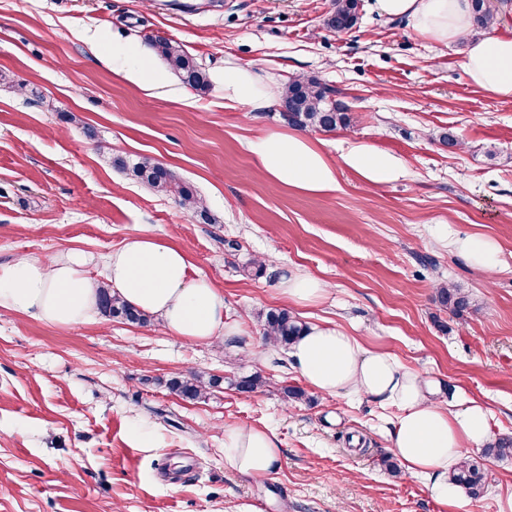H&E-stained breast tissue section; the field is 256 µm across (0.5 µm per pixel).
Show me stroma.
Returning <instances> with one entry per match:
<instances>
[{"label": "stroma", "instance_id": "obj_1", "mask_svg": "<svg viewBox=\"0 0 512 512\" xmlns=\"http://www.w3.org/2000/svg\"><path fill=\"white\" fill-rule=\"evenodd\" d=\"M0 0V263L79 249L99 256L147 232L181 248L191 276L224 295L223 340L188 343L161 322L57 326L0 308V512H444L421 479L390 473L397 407L308 392L289 350L266 342L264 314L341 327L439 385L453 404L484 401L493 437H512V101L472 85L464 43L442 44L361 0L357 25L325 26L331 0ZM161 33L206 67L183 84L159 59L153 83L112 67V43ZM260 65L277 84L333 86L351 124L315 132L338 163V191L271 188L246 148L286 130L278 105L229 107L225 66ZM78 121L66 123L65 113ZM452 132L451 149L440 136ZM353 143L402 158L386 185L340 166ZM149 156L192 184L216 218L190 217L107 159ZM482 234L494 273L449 239ZM262 271H254L256 262ZM300 273L326 283L314 305L282 290ZM453 284L470 309L435 300ZM220 377L200 400L170 379ZM258 373L255 393L237 381ZM266 428L279 469L254 479L224 460V429ZM486 489L463 512H499L512 457L484 456Z\"/></svg>", "mask_w": 512, "mask_h": 512}]
</instances>
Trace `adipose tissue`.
Masks as SVG:
<instances>
[{
    "instance_id": "adipose-tissue-1",
    "label": "adipose tissue",
    "mask_w": 512,
    "mask_h": 512,
    "mask_svg": "<svg viewBox=\"0 0 512 512\" xmlns=\"http://www.w3.org/2000/svg\"><path fill=\"white\" fill-rule=\"evenodd\" d=\"M384 14L406 19L441 43H466L461 67L488 95L512 99V34L474 35L471 0H376ZM225 102L255 109L277 97L276 84L253 68L228 66ZM259 169L274 183L313 194L338 189L337 167L345 165L365 181L384 185L407 174L403 160L363 144L330 161L321 141L295 132H269L247 143ZM100 264L99 277L88 268ZM107 285L122 301L160 319L175 335L209 343L224 334V296L207 280L189 275L185 253L152 234L129 236L102 259L77 249L45 260L21 257L0 263V308L51 325L90 322L98 314V287ZM298 375L314 391H354L399 407L393 446L408 473L425 477L430 496L447 512H461L462 490L450 482L467 449L491 437L490 411L480 401L450 407L420 374L402 369L386 352L362 346L334 327L309 326L290 347ZM224 459L239 473L268 477L280 465L273 433L259 428L224 430Z\"/></svg>"
}]
</instances>
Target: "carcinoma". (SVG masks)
Instances as JSON below:
<instances>
[{
  "label": "carcinoma",
  "instance_id": "1",
  "mask_svg": "<svg viewBox=\"0 0 512 512\" xmlns=\"http://www.w3.org/2000/svg\"><path fill=\"white\" fill-rule=\"evenodd\" d=\"M359 0H332L331 11L325 21L326 27L336 33L346 32L357 23ZM473 30L488 28L494 20V12L487 9L484 0H472ZM153 54L162 59L177 74L182 82L193 89L204 92L210 86L209 73L190 54L184 46L165 36H153L148 39ZM335 93L327 83L316 77H298L288 83L283 100L288 102L289 111L281 113L282 119L300 130H318L332 132L345 127L350 122L346 107L341 105L331 109L329 98ZM116 168L125 170L156 194L172 195L193 215L208 224L215 222L194 187L179 178L172 170L153 158L143 156L131 164L121 156L110 158ZM438 303L460 316L470 309L471 302L462 289L453 285L437 286ZM98 306L109 317L122 318L130 323L145 326L150 319L143 313L113 296L108 288L98 289ZM305 324L286 309L270 310L265 314V336L267 340L287 347L301 335ZM218 379H208L199 374L176 377L170 380V388L185 399L195 400L202 397L206 390L216 386ZM486 454L495 458L512 457V439L500 438L486 448ZM472 499H479L485 492V477L478 461L465 459L463 464L451 475Z\"/></svg>",
  "mask_w": 512,
  "mask_h": 512
}]
</instances>
